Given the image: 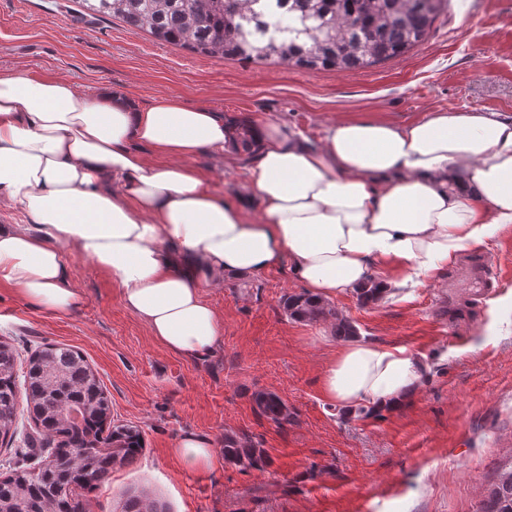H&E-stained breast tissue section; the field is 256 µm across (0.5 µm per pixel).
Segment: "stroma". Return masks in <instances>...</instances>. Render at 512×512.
Instances as JSON below:
<instances>
[{"mask_svg":"<svg viewBox=\"0 0 512 512\" xmlns=\"http://www.w3.org/2000/svg\"><path fill=\"white\" fill-rule=\"evenodd\" d=\"M22 72L64 77L86 95L125 92L142 107L175 95L287 126L311 145L349 118L400 124L462 108L512 118V0H449L403 57L316 74L198 56L119 20L83 17L77 0H0V73ZM193 164L231 196L250 158L207 152ZM68 266L83 303L67 314L0 283V340L23 358L41 343L80 351L115 421L142 432V455L85 493L86 512H120L123 493L142 489L169 512H478L512 458V225L460 253L410 298L367 306L352 292L330 299L357 340L406 348L426 367L404 405L366 419L326 400L321 376L344 340L331 322L286 313L285 298L304 291L289 266L208 289L224 342L195 361L155 340L93 262L72 257ZM257 391L287 404L286 424L258 413ZM190 432L219 452L225 433H236L271 464L243 471L219 456L212 468L185 469L171 450Z\"/></svg>","mask_w":512,"mask_h":512,"instance_id":"stroma-1","label":"stroma"}]
</instances>
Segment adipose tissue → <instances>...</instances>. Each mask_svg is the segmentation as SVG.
Listing matches in <instances>:
<instances>
[{
	"label": "adipose tissue",
	"instance_id": "ef3b65f1",
	"mask_svg": "<svg viewBox=\"0 0 512 512\" xmlns=\"http://www.w3.org/2000/svg\"><path fill=\"white\" fill-rule=\"evenodd\" d=\"M229 140L223 113L175 96L143 108L116 92L78 93L58 76L0 74V203L19 217L0 224V280L69 312L82 296L64 257L90 260L156 340L195 360L224 341V319L204 295L224 277L287 262L323 301L395 266L402 277L382 287L414 288L512 224V119L496 112L344 120L315 148L256 125L257 158L232 198L191 164ZM422 375L406 349L355 341L321 383L351 413L399 406Z\"/></svg>",
	"mask_w": 512,
	"mask_h": 512
}]
</instances>
